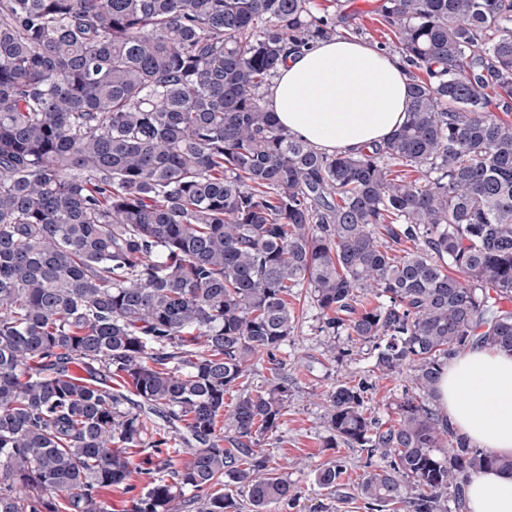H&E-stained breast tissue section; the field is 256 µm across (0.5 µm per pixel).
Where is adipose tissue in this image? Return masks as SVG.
Instances as JSON below:
<instances>
[{
	"mask_svg": "<svg viewBox=\"0 0 512 512\" xmlns=\"http://www.w3.org/2000/svg\"><path fill=\"white\" fill-rule=\"evenodd\" d=\"M409 76L398 55L349 38L289 53L268 104L290 134L327 153L383 142L406 118ZM437 408L478 447L512 458V353L469 345L449 358ZM467 512H512V474L487 470L465 485Z\"/></svg>",
	"mask_w": 512,
	"mask_h": 512,
	"instance_id": "1",
	"label": "adipose tissue"
}]
</instances>
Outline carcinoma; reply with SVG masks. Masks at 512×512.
<instances>
[{
    "mask_svg": "<svg viewBox=\"0 0 512 512\" xmlns=\"http://www.w3.org/2000/svg\"><path fill=\"white\" fill-rule=\"evenodd\" d=\"M405 122L359 154L282 128L287 57L354 34L313 0H0V512H286L288 297L338 360L324 447L368 512L462 510L512 459L435 405L448 357L512 352V0H382ZM270 377L252 388L255 361ZM403 376L395 417L366 405ZM237 391L236 402L224 395ZM191 458L175 468L163 449ZM153 449L148 467L128 449ZM348 462L312 469L334 492ZM129 483L132 485L130 490H126L121 486L119 488H112V491L105 494L106 501L112 507V512H125L124 510L130 504V498L136 495L140 491V487L143 486L142 480L138 478L136 473L132 474Z\"/></svg>",
    "mask_w": 512,
    "mask_h": 512,
    "instance_id": "obj_1",
    "label": "carcinoma"
}]
</instances>
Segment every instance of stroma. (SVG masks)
<instances>
[{"label":"stroma","mask_w":512,"mask_h":512,"mask_svg":"<svg viewBox=\"0 0 512 512\" xmlns=\"http://www.w3.org/2000/svg\"><path fill=\"white\" fill-rule=\"evenodd\" d=\"M381 0H341L346 11L352 12L351 22L358 26L360 40L397 53L398 42L394 34L378 22L377 9ZM297 327L289 340L284 356L286 371L294 382L288 408L279 428L278 438L269 440L267 448L275 462L285 467L288 479L297 485L302 496L292 512H362L360 501L354 500L353 484L359 473L358 454L346 447L327 448L323 441L325 409L319 399L322 391L348 380L352 372H363L371 367L368 358L360 361L338 362L326 351L325 337L317 335V312L307 299L292 302ZM345 457L352 464L335 494L327 496L313 484L310 471L294 466L297 458L308 457L314 463L324 464L336 457Z\"/></svg>","instance_id":"obj_1"}]
</instances>
